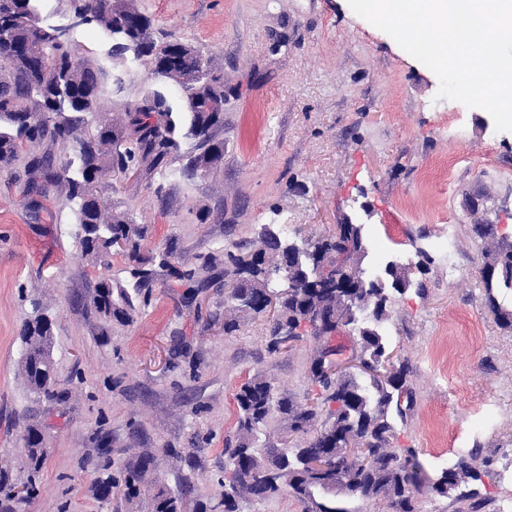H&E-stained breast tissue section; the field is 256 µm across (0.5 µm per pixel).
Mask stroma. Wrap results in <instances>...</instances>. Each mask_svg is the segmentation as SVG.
<instances>
[{"label":"stroma","mask_w":512,"mask_h":512,"mask_svg":"<svg viewBox=\"0 0 512 512\" xmlns=\"http://www.w3.org/2000/svg\"><path fill=\"white\" fill-rule=\"evenodd\" d=\"M155 39L198 46L224 74V162L206 176L108 177L102 200L147 228L142 251L165 247L183 269L229 245L248 251L261 225L304 238L350 222L363 227L366 266L387 258L427 270L396 296L385 324L412 368L416 405L395 423L392 447L414 448L428 474L477 449L480 512H512V331L485 302L479 270L491 224L512 243V132L481 108L437 99V76L347 0H136ZM100 70L101 105L137 99L149 65L115 70L112 40L75 29ZM23 165L0 173V470L26 482L24 439L38 426L47 459L27 512H149L150 497L100 498L102 466L118 471L150 454L149 477L183 498V512L219 502L224 450L237 439L234 394L255 374L278 400L314 398L316 341L268 348L270 314L224 332V277L185 304L184 286L157 278L151 303L129 325L92 307L100 282L128 277L126 252L81 258L79 226L55 189L35 218ZM461 274L449 278V266ZM40 304L53 321L52 359L72 376L63 400L30 393L19 332Z\"/></svg>","instance_id":"1"}]
</instances>
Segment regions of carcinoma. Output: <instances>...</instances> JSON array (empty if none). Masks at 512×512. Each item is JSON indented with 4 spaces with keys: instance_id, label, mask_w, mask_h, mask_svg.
I'll list each match as a JSON object with an SVG mask.
<instances>
[{
    "instance_id": "obj_1",
    "label": "carcinoma",
    "mask_w": 512,
    "mask_h": 512,
    "mask_svg": "<svg viewBox=\"0 0 512 512\" xmlns=\"http://www.w3.org/2000/svg\"><path fill=\"white\" fill-rule=\"evenodd\" d=\"M35 2L10 0L6 7L20 21L8 34L9 44L0 45V165L14 163L20 146L29 145V205L39 213L36 196L45 195L49 185L56 187L82 230L81 256L104 262L112 240H124L132 262L129 280L102 284L92 301L95 312L107 322L130 324L138 307L148 304L157 269L170 270L194 290L207 287L222 267L224 277L233 281L224 297L229 311L224 333L236 330L242 313H265L269 292L286 288L290 297L274 319L271 347L281 344L278 330L284 320H311L313 335L320 341L309 364V377L320 390L316 404L285 407L275 401L271 382L259 374L241 384L235 395L240 441L224 450V472L230 477L224 478L222 499L213 508L238 512L239 502L259 504L286 487L307 512H347L329 505L339 494L380 499L387 512H418L413 489L424 483L438 495L469 503L471 512L481 508L479 493L472 487L480 480L471 464L474 454L456 456L432 478L415 449L390 447L394 420L406 418L416 405L408 363L383 368L390 351L383 325L394 296L405 289L396 287L399 272L381 280L379 272L363 266L368 249L362 225L346 223L340 235L312 240L290 235L286 224H263L253 250L240 253L226 247L223 255H209L198 268L184 271L174 266L168 251L142 254L146 227L129 211L99 205L92 189L115 170L165 172L172 155L187 141L194 142L195 159L205 173L218 169L224 161V142L215 140L212 130L224 124V113L210 111V105L224 104V75L191 47L179 54L172 42L157 43L150 20L134 0H71L73 11L95 14L91 27L117 30L114 59L136 45L153 74L184 92L179 108L162 91L147 89L139 99L105 116L99 113V69L90 53L76 52L74 39L59 38L52 28L30 26L25 18L37 15ZM203 66L207 77L199 80ZM45 142L58 146L59 152L40 150ZM485 258L480 274L489 309L502 327L512 330V311L504 310L494 294L497 288L512 290V244H497ZM43 318L39 303H33V314L20 333L21 369L30 392L51 398L58 394L61 379L53 373L52 336L44 330ZM340 331L356 341L359 357L379 373H327L329 340ZM327 404L334 410L309 440L285 444L266 464L256 442L276 413L288 414L291 436L314 427L320 408ZM364 439L366 448L348 447L349 442ZM25 442L26 464L35 476L45 460L39 429L29 428ZM319 458L330 459V468H311L310 462ZM150 464V456L142 454L122 477L98 478L97 495L108 498L118 489L124 498H136ZM24 492L19 495L0 483V512H17L16 505L36 496L35 484H28ZM151 512H181V500L159 488Z\"/></svg>"
}]
</instances>
